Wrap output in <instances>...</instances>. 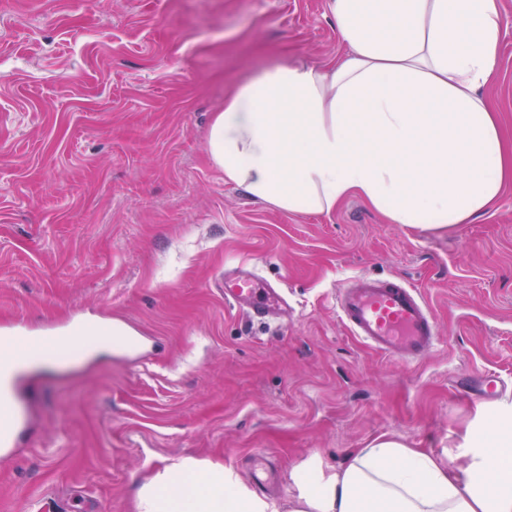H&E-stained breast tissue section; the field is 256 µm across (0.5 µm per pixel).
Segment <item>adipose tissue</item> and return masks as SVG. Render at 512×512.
I'll use <instances>...</instances> for the list:
<instances>
[{
    "instance_id": "ef3b65f1",
    "label": "adipose tissue",
    "mask_w": 512,
    "mask_h": 512,
    "mask_svg": "<svg viewBox=\"0 0 512 512\" xmlns=\"http://www.w3.org/2000/svg\"><path fill=\"white\" fill-rule=\"evenodd\" d=\"M346 57L284 63L224 97L206 143L227 184L286 213L357 196L390 223L438 232L487 211L512 147L483 95L500 0H328ZM288 512H512V408L440 456L386 437L338 467L295 469ZM137 512H278L223 464L168 461Z\"/></svg>"
}]
</instances>
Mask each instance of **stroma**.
Returning a JSON list of instances; mask_svg holds the SVG:
<instances>
[{"instance_id": "stroma-1", "label": "stroma", "mask_w": 512, "mask_h": 512, "mask_svg": "<svg viewBox=\"0 0 512 512\" xmlns=\"http://www.w3.org/2000/svg\"><path fill=\"white\" fill-rule=\"evenodd\" d=\"M485 94L512 140V0ZM327 0H0V328L79 320L137 350L29 362L25 431L0 457V512H136L164 460L223 463L280 507L293 470L388 434L457 454L495 403L454 380L499 374L512 403V181L485 213L432 234L352 197L331 213L254 202L210 163L211 115L263 69L344 54ZM244 265L287 319L224 300ZM399 277L429 300L437 349L407 365L354 336L336 290Z\"/></svg>"}]
</instances>
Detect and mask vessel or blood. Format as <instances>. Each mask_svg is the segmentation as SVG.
<instances>
[{
	"label": "vessel or blood",
	"mask_w": 512,
	"mask_h": 512,
	"mask_svg": "<svg viewBox=\"0 0 512 512\" xmlns=\"http://www.w3.org/2000/svg\"><path fill=\"white\" fill-rule=\"evenodd\" d=\"M224 298L264 322L288 312V303L277 289L266 287L252 271L241 267L225 273ZM336 308L350 332L384 357L410 364L438 346L439 329L432 309L419 289L399 278L354 277L337 290ZM111 335L110 327L78 323L31 336L14 325L0 331V347L19 354L50 349L68 356ZM26 416L16 394L15 377L0 379V447L12 446Z\"/></svg>",
	"instance_id": "b4317fda"
}]
</instances>
